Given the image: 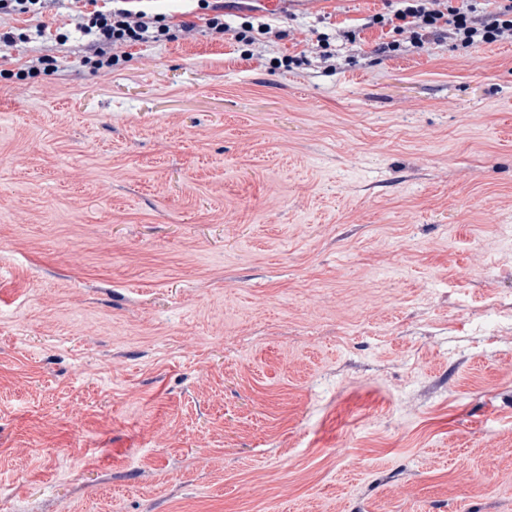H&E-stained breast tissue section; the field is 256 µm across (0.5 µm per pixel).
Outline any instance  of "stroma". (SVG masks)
<instances>
[{
	"label": "stroma",
	"mask_w": 512,
	"mask_h": 512,
	"mask_svg": "<svg viewBox=\"0 0 512 512\" xmlns=\"http://www.w3.org/2000/svg\"><path fill=\"white\" fill-rule=\"evenodd\" d=\"M383 8L153 0L97 72L0 18L69 36L0 45V512H512V42Z\"/></svg>",
	"instance_id": "35a3bbf8"
}]
</instances>
